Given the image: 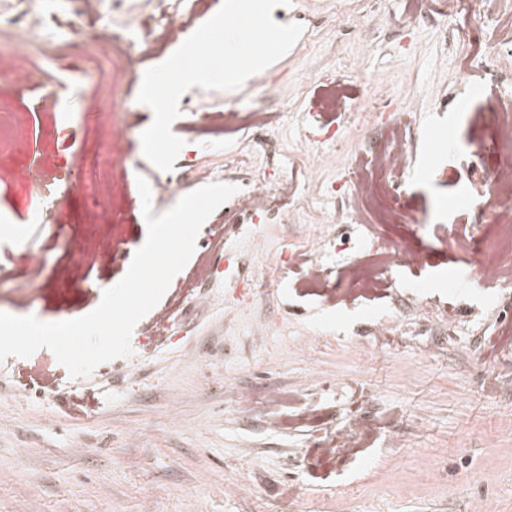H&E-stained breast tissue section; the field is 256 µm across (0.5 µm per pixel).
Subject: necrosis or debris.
<instances>
[{
  "label": "necrosis or debris",
  "instance_id": "1",
  "mask_svg": "<svg viewBox=\"0 0 512 512\" xmlns=\"http://www.w3.org/2000/svg\"><path fill=\"white\" fill-rule=\"evenodd\" d=\"M479 8L494 18L499 34L496 40L484 42L480 29L459 30L461 40L485 43L486 49L473 57L475 69L491 72L512 55V10L504 0H476ZM125 0H65L62 8L49 7L47 0H10L0 7V29L10 30L16 44L30 43L39 31L58 32L65 36L69 49L67 71L73 79L86 81L89 71L85 65L86 49L98 53L120 52L134 48L128 57L129 74H136L143 60L155 55L169 43L188 31L185 13L171 10L166 0H155L151 11L137 16L133 25L113 23V13L123 9ZM136 96V83L131 79L121 98L112 102V119L120 123L125 134L122 141L101 146L93 154H71L67 163L63 186L67 193L78 195L92 210H100L105 197L113 200L127 198L140 173L139 168H121L117 162L131 158L138 145L137 116L130 108ZM343 126H351L358 112L366 110L384 120V144L373 153L367 166L355 169L346 181L345 190L325 189L324 201L341 197L362 198L376 195L380 180L401 178L407 167L412 142L409 137L410 119L400 111L399 101L389 95H378L365 101L338 102ZM30 143L28 121L24 113L0 105V161L8 162L26 152ZM289 191L288 174L280 172L276 178L257 173L252 175L237 194L238 207L243 211L265 208L273 193ZM489 253L478 272L483 278L512 288V207H505L492 239L486 242Z\"/></svg>",
  "mask_w": 512,
  "mask_h": 512
}]
</instances>
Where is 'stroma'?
<instances>
[{
	"mask_svg": "<svg viewBox=\"0 0 512 512\" xmlns=\"http://www.w3.org/2000/svg\"><path fill=\"white\" fill-rule=\"evenodd\" d=\"M429 19L409 28L410 17ZM276 22L304 31L281 59L231 91L193 87L195 109L236 110L244 130L203 134L172 124L195 155L185 191L235 184L287 166L307 201L275 223L244 219L233 201L202 226L196 249L136 325L132 354L71 378L54 354L0 359V512H512V288L475 278L481 256L458 237L501 211L474 145L491 142L492 103L512 68L471 69L481 46L452 39L483 25L469 0H293ZM49 33L18 48L42 82L64 84L56 112L32 89L10 96L33 144L58 140L56 164L107 143L94 122L128 78L117 57L91 61L93 88L71 81ZM377 91L412 103V158L402 191L412 221L391 235L424 254L371 290L351 271L380 254L371 201L342 219L312 197L348 177L381 144L378 128L344 129L328 102ZM271 113L261 130L246 123ZM27 160L0 169V310L44 322L94 310L90 288L126 274L147 225L139 193L105 214L62 195L40 223L16 188ZM85 239L74 259L57 242ZM118 237L122 255H97ZM321 244L322 277L303 253ZM471 275L465 288L448 270ZM250 283L247 297L228 278ZM53 375V388L33 383ZM91 396L88 410L73 403Z\"/></svg>",
	"mask_w": 512,
	"mask_h": 512,
	"instance_id": "1",
	"label": "stroma"
}]
</instances>
